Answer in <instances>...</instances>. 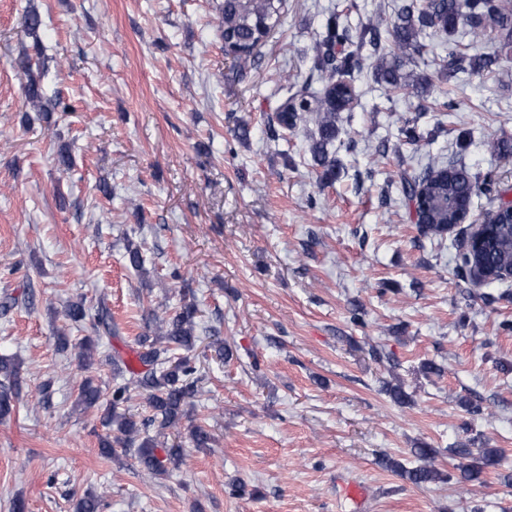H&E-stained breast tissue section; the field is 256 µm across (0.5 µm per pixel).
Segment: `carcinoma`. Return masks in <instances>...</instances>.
<instances>
[{
	"mask_svg": "<svg viewBox=\"0 0 512 512\" xmlns=\"http://www.w3.org/2000/svg\"><path fill=\"white\" fill-rule=\"evenodd\" d=\"M283 0H223L219 4L217 21L218 36L224 42V51L233 54L243 64L247 63L253 51L265 41L279 26ZM43 25L41 14L30 7L22 14L21 27L33 38L32 52H24L21 68L26 78L24 92L33 108L43 113L48 120L54 112H71L73 105L60 97H48L41 85V76L33 71L40 66L42 45L38 32ZM468 27L470 34L478 39L483 37L484 29L492 26L498 30L512 29V9L497 4V0H411L398 14L397 22L384 27V20L373 18L364 26L362 36L353 41L349 25L332 15L326 24L322 40L316 49V67L323 83V95L310 91L305 85L286 99L288 111L275 112L269 127L275 139L287 140L286 133H294L306 114L315 115L317 133L311 138V152L316 164L323 168L322 178L336 176V157L330 154L329 146L336 140L338 129L336 119L344 108L337 100L348 94L354 85V74L360 69L361 51L366 46L365 35L370 41L380 39L387 32L393 48L389 54L379 56L374 63V77L387 92L388 97L405 96L420 88L425 78L405 70L408 52H416L425 47L423 39L431 31L453 33L458 26ZM495 59L489 56H469L458 46L448 47L446 67L450 72L479 73L490 70ZM451 168L454 176H445L443 172ZM426 187L427 196L439 201V205L429 210V231L438 230L452 223L454 214L452 203L457 200L473 198L491 191L492 179L482 182L473 178L464 167H449L441 162L432 161L419 178H402L401 188L404 197L411 204H421V186ZM500 215V223L495 234L478 250L460 251L456 255V269L467 274L477 267H512V217L507 207ZM125 257L128 263L138 271L146 272L142 246L132 239H126ZM200 309L195 300H183L174 309H153L148 312L147 327L150 334L138 338L136 357L143 370L136 371L121 357L111 360L113 371L118 376H128L124 382L112 388V398L103 401L102 391L88 378L79 388L77 405L103 409L102 423L112 431V440L101 441L102 453L115 455V448H137L138 459L144 470L154 476L168 472V465L179 464V456L171 451L161 458L157 455L156 436L176 430L187 417L186 407L198 398L202 392L197 368L190 352L194 350ZM67 318L79 323L94 319L97 324L111 332L107 320L111 314L107 307L100 306L93 312L83 301L70 302L66 306ZM96 339H87L81 344L75 356L80 363L89 367L93 364L97 350ZM0 374L9 380L0 384V417L11 413L19 397V385L16 379L17 367L13 360L0 357ZM138 389L146 394L151 414L139 419L126 412L125 404L130 399V390ZM154 429L156 436L149 435ZM498 451L494 448L480 449L478 461L463 468L462 478L466 482H481L485 470L498 465ZM385 463L399 469L405 477L415 484L432 483L440 479V472L424 465L407 469L401 464L386 459Z\"/></svg>",
	"mask_w": 512,
	"mask_h": 512,
	"instance_id": "1",
	"label": "carcinoma"
}]
</instances>
